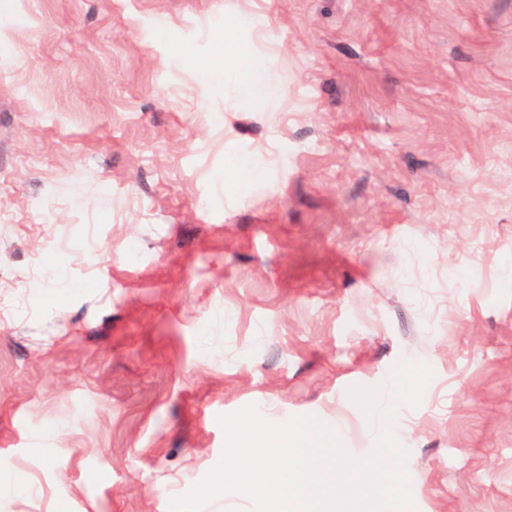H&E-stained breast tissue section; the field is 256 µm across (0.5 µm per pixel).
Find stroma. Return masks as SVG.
<instances>
[{"instance_id":"stroma-1","label":"stroma","mask_w":512,"mask_h":512,"mask_svg":"<svg viewBox=\"0 0 512 512\" xmlns=\"http://www.w3.org/2000/svg\"><path fill=\"white\" fill-rule=\"evenodd\" d=\"M247 406L512 512V0H0V512H169ZM247 22L245 16H238L232 19H225L224 21V59L227 61L230 68L240 69L244 66V60L247 57V49L240 46L234 38L235 31L243 27ZM234 46L236 52L229 54L227 48Z\"/></svg>"}]
</instances>
